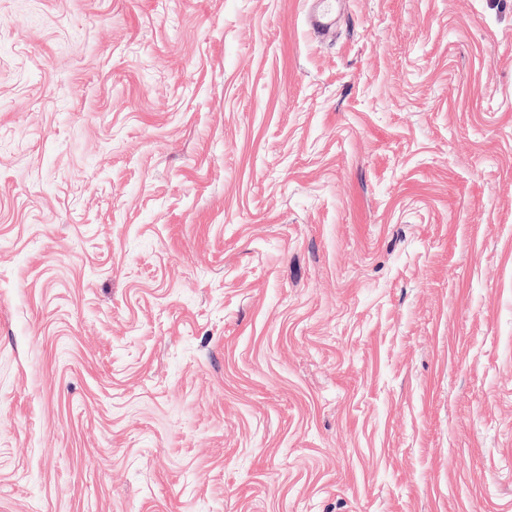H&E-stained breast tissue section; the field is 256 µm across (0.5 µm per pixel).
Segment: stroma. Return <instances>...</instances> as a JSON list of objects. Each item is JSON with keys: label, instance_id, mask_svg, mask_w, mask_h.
I'll use <instances>...</instances> for the list:
<instances>
[{"label": "stroma", "instance_id": "obj_1", "mask_svg": "<svg viewBox=\"0 0 512 512\" xmlns=\"http://www.w3.org/2000/svg\"><path fill=\"white\" fill-rule=\"evenodd\" d=\"M0 0V512H512V0ZM333 1L318 0L319 4L308 14L307 23L313 33L327 35L333 28L335 21L330 8Z\"/></svg>", "mask_w": 512, "mask_h": 512}]
</instances>
